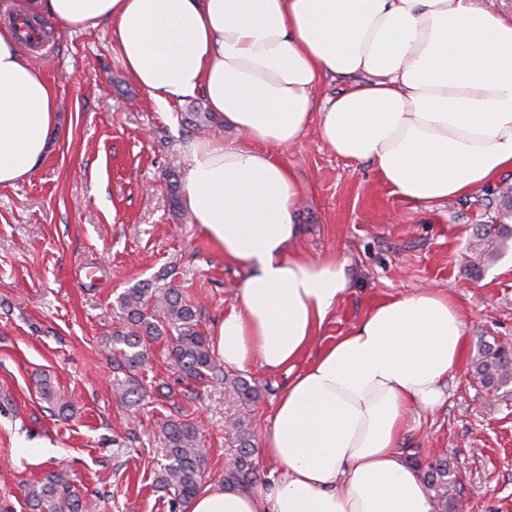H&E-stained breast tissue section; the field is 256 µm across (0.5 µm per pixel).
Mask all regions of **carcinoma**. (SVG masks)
Masks as SVG:
<instances>
[{
    "instance_id": "carcinoma-1",
    "label": "carcinoma",
    "mask_w": 512,
    "mask_h": 512,
    "mask_svg": "<svg viewBox=\"0 0 512 512\" xmlns=\"http://www.w3.org/2000/svg\"><path fill=\"white\" fill-rule=\"evenodd\" d=\"M499 223L483 224L471 241V248L482 257L495 259L504 254L512 242V187L498 190ZM123 326L105 338V349L115 369L122 372L117 390L122 400L138 396L143 390L139 372L149 361L150 342H167L168 359L188 379L217 383L242 406L260 399L262 391L239 376L225 372L210 345V339L198 329L196 308L183 298L182 293L156 281L142 282L120 296ZM472 372L485 388L500 390L512 385V350L504 346L483 343L473 361ZM41 395L59 416L71 410L51 387L43 382ZM239 449L224 467V486L247 488L257 477L258 460L251 448V432L244 421H233ZM164 452L167 464L156 481L169 493L172 512H177L203 488V474L207 451L200 444L196 426L187 421L170 420L162 426ZM448 459L439 458L427 465L424 484L436 488L448 484ZM30 512H85L81 492L62 470H54L42 481L27 487L25 494Z\"/></svg>"
}]
</instances>
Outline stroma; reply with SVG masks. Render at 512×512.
Returning a JSON list of instances; mask_svg holds the SVG:
<instances>
[{
	"mask_svg": "<svg viewBox=\"0 0 512 512\" xmlns=\"http://www.w3.org/2000/svg\"><path fill=\"white\" fill-rule=\"evenodd\" d=\"M26 56L55 89L59 126L30 179L0 189V512H28V484L60 467L90 512H169L170 493L154 486L163 422L196 425L205 481L220 484L237 447L231 421L245 419L256 437L269 430L289 381L283 371L243 370L263 391L244 408L221 387L181 380L157 341L140 373L146 399L115 396L121 375L102 342L119 325L127 288L170 276L210 337L241 276L171 197L184 180V148L199 137L181 116L208 104L196 95L160 110L124 71L105 26L48 30ZM281 159L303 185L297 249L346 260L351 279L310 355L380 301L447 291L467 315V350L445 403L413 415L400 448L409 463L446 458L455 473L447 495L467 512H512V385L492 399L471 373L480 343L512 346V249L475 275L468 246L497 214L496 185L414 204L371 163L337 156L313 126ZM44 376L74 406L72 418L52 416L37 387Z\"/></svg>",
	"mask_w": 512,
	"mask_h": 512,
	"instance_id": "35a3bbf8",
	"label": "stroma"
}]
</instances>
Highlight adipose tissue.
Here are the masks:
<instances>
[{"instance_id":"adipose-tissue-1","label":"adipose tissue","mask_w":512,"mask_h":512,"mask_svg":"<svg viewBox=\"0 0 512 512\" xmlns=\"http://www.w3.org/2000/svg\"><path fill=\"white\" fill-rule=\"evenodd\" d=\"M26 15L109 25L122 67L159 106L203 94L245 138L186 144L183 201L242 272L218 356L292 378L259 441L269 481L206 486L186 512H432L399 443L412 410L442 404L466 315L422 288L376 304L305 362L350 278L346 261L294 250L303 188L278 155L313 126L411 202L493 183L512 170V19L474 0H27ZM326 76L347 86L319 105ZM57 119L51 84L0 26V188L39 168Z\"/></svg>"}]
</instances>
